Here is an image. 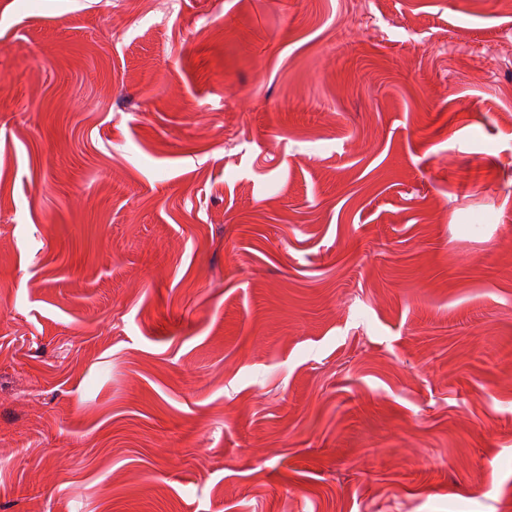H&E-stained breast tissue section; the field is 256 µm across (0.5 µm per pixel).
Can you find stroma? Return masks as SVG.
<instances>
[{
  "label": "stroma",
  "instance_id": "1",
  "mask_svg": "<svg viewBox=\"0 0 512 512\" xmlns=\"http://www.w3.org/2000/svg\"><path fill=\"white\" fill-rule=\"evenodd\" d=\"M137 2L0 0V512H507L512 14Z\"/></svg>",
  "mask_w": 512,
  "mask_h": 512
}]
</instances>
